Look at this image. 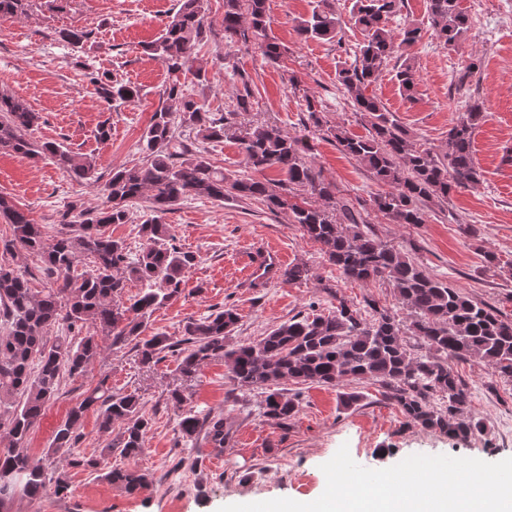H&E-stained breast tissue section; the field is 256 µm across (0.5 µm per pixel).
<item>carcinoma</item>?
<instances>
[{"label": "carcinoma", "instance_id": "cac0c4a2", "mask_svg": "<svg viewBox=\"0 0 512 512\" xmlns=\"http://www.w3.org/2000/svg\"><path fill=\"white\" fill-rule=\"evenodd\" d=\"M208 0H179V8L161 35L143 46L144 53L161 60L172 74L192 76L198 85L208 83V71L199 62L198 46L211 32ZM28 0H0V17L26 13ZM400 0H351L350 14L365 32L354 61L340 69L336 78L356 111L368 118L369 135L353 137L331 125L326 132L340 151L365 165L375 180L389 190L370 199L373 209L394 224H423L422 203L446 199L458 190L474 188L482 174L474 160V133L484 118V101L470 98L448 130V143L441 152L416 145L392 118L382 101L368 93L391 58L401 60L396 72L400 89L413 98L416 88L415 57L408 49L421 40L422 29L404 25L391 27ZM427 13L436 39L458 51L467 41L471 22L463 0H427ZM268 0H224V44L252 42L270 62L278 61L288 48L270 37ZM340 27L335 0H313L311 12L296 20L299 40H336ZM59 38L81 47L91 32L78 27L63 28ZM480 59L470 55L459 76L460 85L480 74ZM84 79L104 101L130 102L139 89L107 72L84 67ZM236 110L212 111L206 101L187 95L182 84L172 83L166 100L176 110L162 106L153 113L142 135L146 163L112 170L100 187L105 198L97 209H84L78 219L62 225L59 235L45 238L42 226L11 200L0 195V219L11 226L13 241L41 258L44 271L57 276L55 288L38 290L31 286L26 264L0 263V425L10 445L0 450V507L17 492L31 500L48 490L58 496L70 493L64 471L51 470L41 459L30 456L28 435L42 419L47 404L60 386L63 372L84 375L101 355L97 337L86 336L75 345L65 336L48 342L46 331L56 323L82 330L87 324L112 343H132L143 365L158 362L160 353L174 347L169 338L143 336L156 309L182 293L183 274L197 263V256L172 243L170 225L162 215L188 197L215 201L257 198L272 211L286 210L292 223L318 243L328 261L345 279L358 282L386 281L413 313L405 327L386 310H375L369 321L340 298L336 310L292 318L255 342H228L237 327L238 314L232 308L190 318L183 326L186 343L178 364L179 373L194 377L200 366L221 359L232 380L242 389H268L265 416L279 424L292 417L298 401L275 390L286 381L318 383L336 387L348 379L372 380L387 389L407 426L437 431L449 439L469 442L484 436L482 418L468 410L470 393L455 374L450 360L476 357L500 376L512 380V319L472 300L460 289L428 276L421 265L381 241L371 231H349L361 214L336 198V185L328 181L305 153L312 150L307 137L292 138L272 123L240 120L251 108L249 81L242 80ZM181 123L208 142L226 138L239 144L247 167L256 172L275 169L279 180L238 179L212 165L201 151H192L176 132L173 112ZM40 119L20 99L0 94V151L39 161L50 158L59 169L80 183L97 184L96 162L56 142H38L28 131ZM147 197L155 216L139 225L148 246L134 255L127 245L107 234L109 224L129 221L128 203ZM342 220H337L336 211ZM85 268L78 269L80 258ZM136 280L147 288L128 306L117 304L127 282ZM416 337L417 350L407 346L404 336ZM439 395L441 403L433 401ZM20 396V401L13 397ZM186 397L177 388L169 392V403L179 412L182 438H203L219 455L229 438L227 418L208 413L200 418L183 411ZM97 408L99 427L112 432V425L124 423L115 442L102 449L100 458L72 455L67 466L91 472L116 454L135 459L144 450L151 419L134 393L114 392L105 380L85 392L53 432L51 447L74 448L76 430L84 413ZM128 493L147 489L148 478L134 467H114L105 474Z\"/></svg>", "mask_w": 512, "mask_h": 512}]
</instances>
